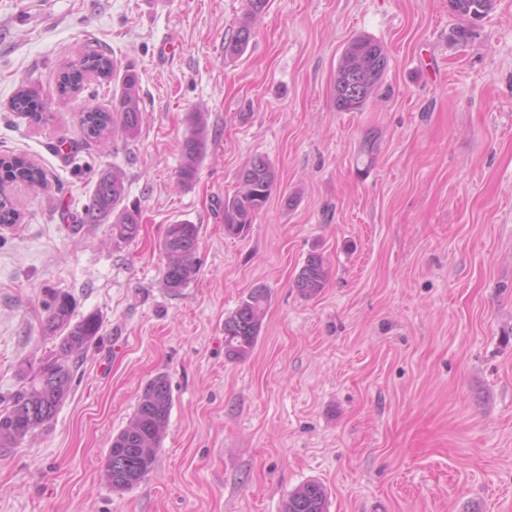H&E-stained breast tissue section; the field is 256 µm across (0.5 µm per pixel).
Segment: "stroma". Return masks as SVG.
Here are the masks:
<instances>
[{
  "mask_svg": "<svg viewBox=\"0 0 512 512\" xmlns=\"http://www.w3.org/2000/svg\"><path fill=\"white\" fill-rule=\"evenodd\" d=\"M244 12L0 0V156L47 179L5 186L21 221L0 227V398L56 351L49 293L102 322L49 427L0 447V512H283L309 481L329 512H512V0L478 19L448 0H269L233 55ZM357 36L388 65L377 96L340 112L336 65ZM90 44L136 67L135 140L84 138L81 109L110 108L114 81L57 94ZM30 84L47 121L9 109ZM192 112L207 150L181 188ZM257 155L278 184L233 237L219 204ZM112 171L141 224L119 248L108 225L74 221ZM181 221L201 245L174 295L159 243ZM314 251L330 277L307 298L294 279ZM258 286L257 345L230 359L224 320ZM159 375L173 402L154 468L115 492L101 460Z\"/></svg>",
  "mask_w": 512,
  "mask_h": 512,
  "instance_id": "35a3bbf8",
  "label": "stroma"
}]
</instances>
